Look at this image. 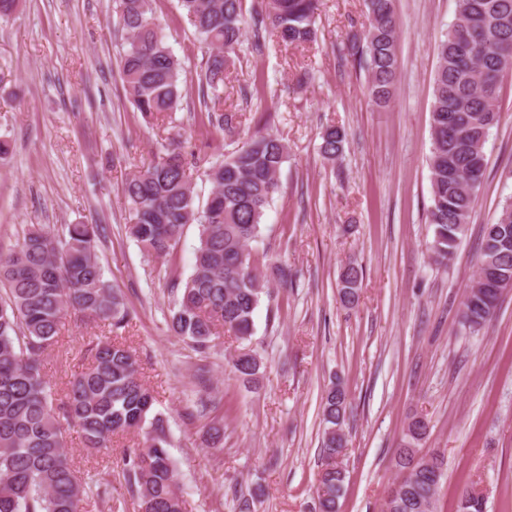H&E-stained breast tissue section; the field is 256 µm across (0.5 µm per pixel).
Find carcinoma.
I'll return each instance as SVG.
<instances>
[{
  "instance_id": "cac0c4a2",
  "label": "carcinoma",
  "mask_w": 512,
  "mask_h": 512,
  "mask_svg": "<svg viewBox=\"0 0 512 512\" xmlns=\"http://www.w3.org/2000/svg\"><path fill=\"white\" fill-rule=\"evenodd\" d=\"M155 0H114L112 24L122 39L119 69L130 102L144 117L179 109L187 79H195L207 125L232 137L240 109H224V79L236 66L235 50L253 22L254 46H288L316 38L321 0H256L261 11L248 14L246 0H179L190 25L206 47L194 75L167 42L155 17ZM368 24L349 39L348 55L369 75L368 94L378 106L392 96L397 75V21L393 0H366ZM431 110L429 155L432 228L429 249L446 260L467 230L477 196L464 180L482 182L485 143L501 120L497 109L501 80L512 72V0H457L455 21L438 47ZM345 132L336 125L321 133L320 154L334 161L344 151ZM199 157L181 137L167 139L153 160L127 179L128 233L148 255L167 260L182 229L196 224L199 245L192 272L174 287L170 310L173 335L204 352L220 332L242 347L231 368L242 383L259 382L262 360L246 345L263 296L260 258L251 252L262 218L280 190L278 175L288 160L279 137L256 132L239 149L204 170L213 186L204 207L195 203L191 171ZM97 224L51 227L29 224L6 254L0 252V512H80L96 499L112 505V486L80 474L71 459L66 431L76 430L83 447L112 452L115 437L137 432L142 441L124 456L128 492L139 512H185L178 473L169 453L164 419L142 379V367L119 336L130 313L120 289L105 279L95 253ZM495 268L501 285L487 288L473 278L461 302L463 327L481 331L492 320L502 294L512 288V204L483 227L479 269ZM363 269L341 268V301L358 304ZM77 313L106 323L115 333L88 345V359L58 403L42 370V357L57 341L62 319ZM351 404L341 381L322 399V469L315 489V512H338L346 473L338 458L346 446L344 425ZM428 424L413 418L395 457L404 479L384 500L381 512H436L445 469L443 455L420 454ZM458 512H485L484 496L467 490Z\"/></svg>"
}]
</instances>
